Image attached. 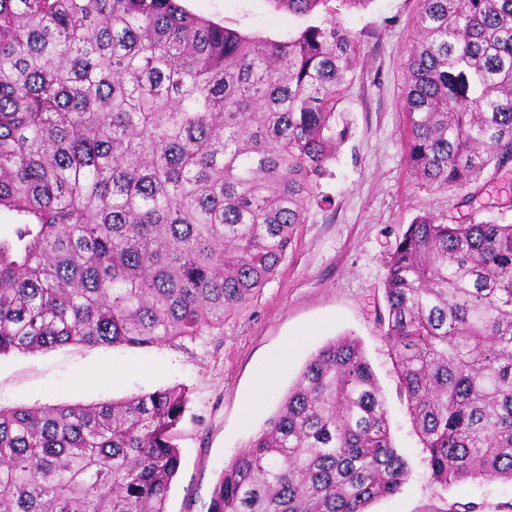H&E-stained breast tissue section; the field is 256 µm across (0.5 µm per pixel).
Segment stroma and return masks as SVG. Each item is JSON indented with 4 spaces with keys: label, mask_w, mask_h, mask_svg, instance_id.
<instances>
[{
    "label": "stroma",
    "mask_w": 512,
    "mask_h": 512,
    "mask_svg": "<svg viewBox=\"0 0 512 512\" xmlns=\"http://www.w3.org/2000/svg\"><path fill=\"white\" fill-rule=\"evenodd\" d=\"M200 17L244 35L281 40L302 18L271 0H181ZM419 0H370L335 16L352 32L357 60L346 78L336 120L349 135L320 188L322 202L299 225L293 249L274 278L224 321L179 350L65 346L38 354L0 357V406L39 407L120 400L176 384L189 404L180 426V471L168 512H206L224 466L265 425L306 362L343 334L358 338L386 400L392 441L409 463L402 491L370 512H512V483L472 479L443 486L426 466L380 321L388 261L408 224L429 215L435 223L502 218L512 222V190L489 185L474 201L464 192L432 193L410 173L403 149L406 60ZM279 359L275 388L244 414L260 371Z\"/></svg>",
    "instance_id": "obj_1"
}]
</instances>
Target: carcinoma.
I'll return each mask as SVG.
<instances>
[{
  "label": "carcinoma",
  "mask_w": 512,
  "mask_h": 512,
  "mask_svg": "<svg viewBox=\"0 0 512 512\" xmlns=\"http://www.w3.org/2000/svg\"><path fill=\"white\" fill-rule=\"evenodd\" d=\"M249 38L179 0H0V355L185 347L273 279L347 129L337 7ZM404 152L431 192L512 171V0H421ZM401 395L431 478L512 482V223L409 224L384 281ZM189 403L0 407V512H166ZM408 463L361 342L306 363L207 512H369Z\"/></svg>",
  "instance_id": "1"
}]
</instances>
